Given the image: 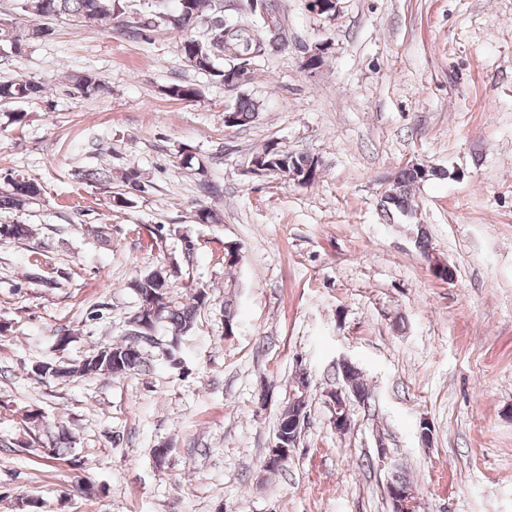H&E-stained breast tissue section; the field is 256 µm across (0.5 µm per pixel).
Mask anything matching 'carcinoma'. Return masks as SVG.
Listing matches in <instances>:
<instances>
[{
	"label": "carcinoma",
	"mask_w": 512,
	"mask_h": 512,
	"mask_svg": "<svg viewBox=\"0 0 512 512\" xmlns=\"http://www.w3.org/2000/svg\"><path fill=\"white\" fill-rule=\"evenodd\" d=\"M19 14L31 18L33 25L28 29V39H40L49 34V27L44 21L50 18L69 17L79 22H93L103 29L112 27V23L126 13L125 0H17ZM167 24L186 33L180 42L179 52L190 67L211 76L214 80L224 82V70L230 67L224 58V35L229 29H238L241 36L247 38L254 30H263L268 26L267 18L258 8H250L249 13L224 15L222 0H178L176 12L168 14L155 11L151 6L139 13V17L127 24V33L141 37L146 31ZM205 24L201 37H195L190 31ZM74 89L85 96L98 95L105 91V86L91 73L77 74L73 77ZM44 86L30 80L0 81V102L35 103L42 98ZM259 102L250 98L238 99L232 110L233 126L244 127L255 122L259 117ZM273 161V168H286L302 174L316 172L320 169L318 159L310 155H297L280 151L274 146L262 150ZM421 177L410 167L403 168L392 186V193L387 195L385 204L387 216L401 214L412 209V191ZM38 184L33 180L13 179L7 187L0 189V210L21 211L39 195ZM27 224H0V237L22 240L30 237ZM138 292L151 298L161 295L165 302L154 319L155 335H162L168 341L166 353L175 365L180 364L176 358V348L181 338L194 327L201 310L209 301V292L203 287L188 290L186 297L177 300L172 296L169 276L159 278L154 270L146 271L136 278ZM131 329H126L124 340L110 343L95 354L84 359L80 364L53 365L45 364L46 373L55 378L85 377L91 374H104L110 377H123L148 367L144 354L147 343L137 341L130 336ZM336 377L341 379L351 396L361 401L369 399V388L361 377L357 366L341 364L336 366ZM58 439L46 446L44 454L49 459H58L65 454L68 437L66 430L57 427Z\"/></svg>",
	"instance_id": "obj_1"
}]
</instances>
